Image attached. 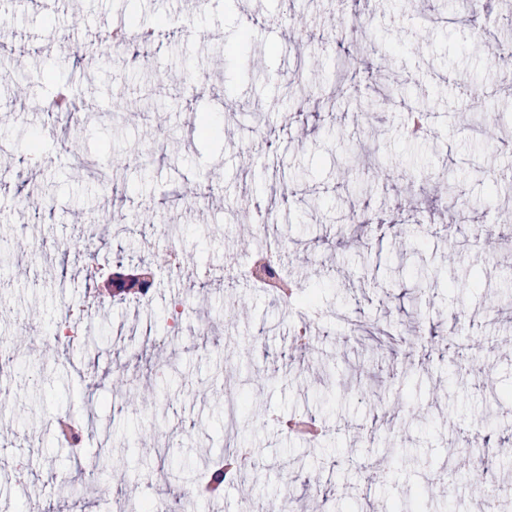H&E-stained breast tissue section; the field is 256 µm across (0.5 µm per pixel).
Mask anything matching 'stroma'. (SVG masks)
<instances>
[{
  "label": "stroma",
  "mask_w": 512,
  "mask_h": 512,
  "mask_svg": "<svg viewBox=\"0 0 512 512\" xmlns=\"http://www.w3.org/2000/svg\"><path fill=\"white\" fill-rule=\"evenodd\" d=\"M380 50L355 83L325 21L343 0H62L49 11L13 12L0 42V512H17L25 484L46 512H140L180 499L179 512H238L244 500L292 491V512H388L419 496L429 512H482L472 484L447 486L464 466L465 438L484 431L489 409L512 420V246H486L475 224L512 215V126L476 130L472 85L489 87L512 112V84L484 51L486 39L453 24L446 0H417L418 25L401 0H374ZM139 17L154 40L116 58L103 49L84 68L74 56L34 46L72 31L92 41ZM256 24L238 52L245 18ZM293 22L291 40L268 28ZM421 51H413L415 40ZM81 77V117L45 111L46 69ZM207 77L196 95L190 74ZM406 84L427 107L430 133L412 138L408 103L361 111L381 88ZM343 89L347 105L320 98ZM205 112L224 130L206 142ZM55 161L36 162L26 133ZM214 183L220 199L186 201ZM47 190L40 209L30 194ZM271 223L252 221V206ZM282 245L290 279L316 303L308 315L316 354L295 344L290 309L273 291L231 282V258L255 240ZM65 244L66 253L56 250ZM151 263L149 301L120 299L113 273ZM456 272L453 289L415 286L417 270ZM188 313L170 330L168 313ZM71 340L33 355L58 319ZM363 332L351 331V323ZM485 347L489 381H474L449 333ZM307 415L315 440L289 433ZM95 437L61 441L55 417ZM252 450L247 476L220 495L197 488L228 439ZM431 458L440 483L403 472L368 481L348 458L386 449Z\"/></svg>",
  "instance_id": "1"
}]
</instances>
